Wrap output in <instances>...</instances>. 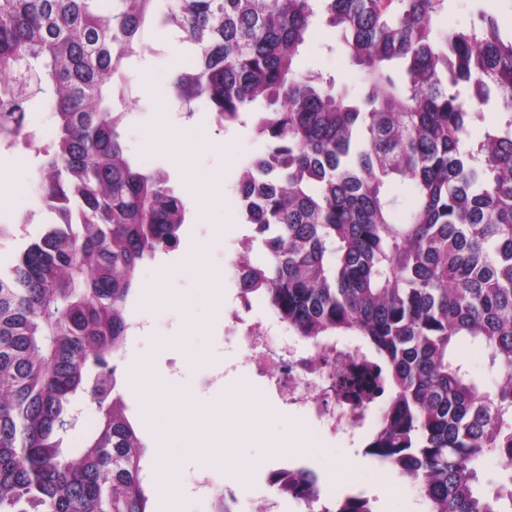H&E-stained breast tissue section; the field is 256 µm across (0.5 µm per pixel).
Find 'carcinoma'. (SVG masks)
<instances>
[{"label": "carcinoma", "mask_w": 512, "mask_h": 512, "mask_svg": "<svg viewBox=\"0 0 512 512\" xmlns=\"http://www.w3.org/2000/svg\"><path fill=\"white\" fill-rule=\"evenodd\" d=\"M445 0H0V145L31 151L53 216L0 270V512H147L145 444L114 356L141 265L179 241L185 206L161 167L131 158L112 79L159 24L194 67L171 79L187 113H253L264 153L238 189L251 268L300 338L351 337L380 370L368 453L414 477L428 512H512V35L483 10L438 26ZM360 67V98L297 67L320 16ZM500 109L474 141L480 109ZM47 113L54 138L21 135ZM409 186L406 207L393 192ZM479 341L485 390L454 355ZM359 374L336 383L354 403ZM90 399L99 419L66 446ZM309 512H374L323 501Z\"/></svg>", "instance_id": "1"}]
</instances>
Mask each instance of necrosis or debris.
Masks as SVG:
<instances>
[{"instance_id":"obj_1","label":"necrosis or debris","mask_w":512,"mask_h":512,"mask_svg":"<svg viewBox=\"0 0 512 512\" xmlns=\"http://www.w3.org/2000/svg\"><path fill=\"white\" fill-rule=\"evenodd\" d=\"M235 305L224 313V340L231 344L256 373L289 406L303 411L328 434L359 429L351 404L337 399L332 378L343 371L361 369L363 357L348 345L305 349L276 343L284 324L276 314L262 321H248L246 311L261 299V290L237 276L231 284Z\"/></svg>"}]
</instances>
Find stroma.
I'll use <instances>...</instances> for the list:
<instances>
[{
    "mask_svg": "<svg viewBox=\"0 0 512 512\" xmlns=\"http://www.w3.org/2000/svg\"><path fill=\"white\" fill-rule=\"evenodd\" d=\"M496 14L503 30L512 29V7L506 0H449L442 15L443 22L465 27L471 22L476 7ZM142 41L151 46L146 56L128 75L125 98L132 101L131 117L126 121L123 140L128 153L148 167L160 166L169 171L176 193L184 191V175L171 159L167 140L171 126L163 122L154 108L156 100L167 103L171 117L182 113L163 73H179L189 69L191 57L169 29L159 25L145 27ZM298 66L313 70L351 86L359 84V68L336 44L332 29L317 24L315 32L298 57ZM196 129L205 134L204 142L190 158L192 179L197 185L195 201L186 202V209L202 206L207 210L205 221L197 223L186 218L181 237H192L210 243L204 257V271L226 282L233 274L232 260L237 242L247 227L241 216L238 183L243 167L265 149L263 141L253 133L251 123L219 127L212 112L196 106L193 115ZM38 161L32 153L20 149L0 150V182L11 189L7 206L0 207V224L17 227L15 237L0 240V267L13 262L23 240L38 237L47 220L46 211L37 204L35 177ZM183 246L161 252L146 261L140 269L139 286L152 283L158 264L176 266V273L165 281L168 292L178 297L177 306L153 312L150 328L128 337L117 354L120 383H127L131 363L146 365L163 384L182 417L184 431L207 437L214 423L224 425L223 458L206 459L201 448H167L162 454L147 450L145 466L163 463L175 469L185 486H192L199 474L205 473L217 482H224L237 491V512H262L271 489L266 482L267 471L294 460L309 467L320 482L332 484L335 494L364 490L376 498V512H427L409 482L399 481L398 470L380 465L366 455L369 430L355 436H331L301 412L288 410L266 392L260 378L243 366L238 354L225 345L221 328L224 318L216 299L198 293L199 280L180 271ZM239 401L258 397L260 414L223 409L217 404V392ZM259 429L263 437L248 436V429ZM310 439L312 451L292 457L270 448V440L292 441Z\"/></svg>",
    "mask_w": 512,
    "mask_h": 512,
    "instance_id": "1",
    "label": "stroma"
}]
</instances>
